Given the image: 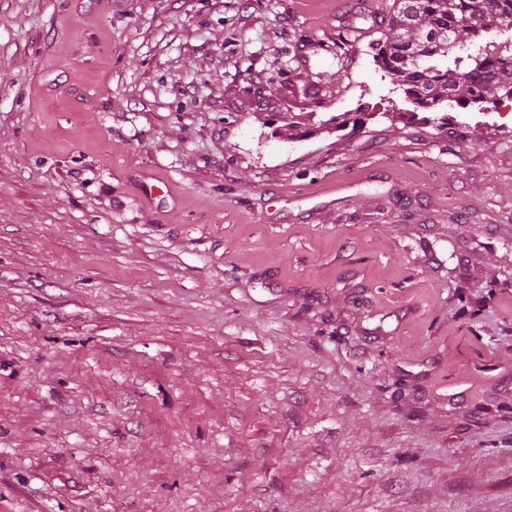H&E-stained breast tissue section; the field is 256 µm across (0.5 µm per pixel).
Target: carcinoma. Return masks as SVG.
Segmentation results:
<instances>
[{
  "mask_svg": "<svg viewBox=\"0 0 512 512\" xmlns=\"http://www.w3.org/2000/svg\"><path fill=\"white\" fill-rule=\"evenodd\" d=\"M512 22V0H393L368 48L417 107L512 99V39L488 37Z\"/></svg>",
  "mask_w": 512,
  "mask_h": 512,
  "instance_id": "obj_1",
  "label": "carcinoma"
}]
</instances>
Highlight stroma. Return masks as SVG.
I'll list each match as a JSON object with an SVG mask.
<instances>
[{
    "label": "stroma",
    "instance_id": "35a3bbf8",
    "mask_svg": "<svg viewBox=\"0 0 512 512\" xmlns=\"http://www.w3.org/2000/svg\"><path fill=\"white\" fill-rule=\"evenodd\" d=\"M385 3L0 0V512H512V100ZM368 44L374 61L416 107L512 99V39L486 38L511 21L512 0H392ZM481 40L472 51L467 41Z\"/></svg>",
    "mask_w": 512,
    "mask_h": 512
}]
</instances>
